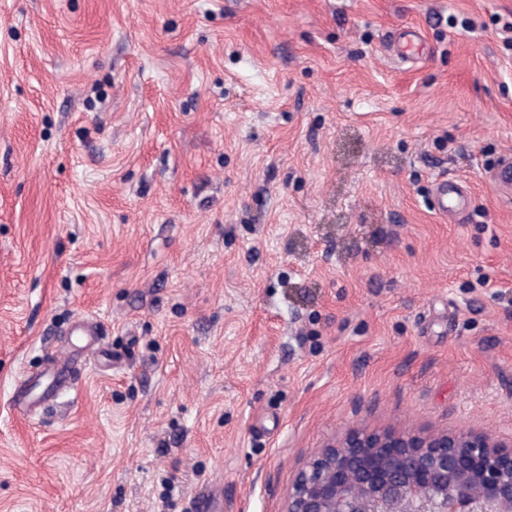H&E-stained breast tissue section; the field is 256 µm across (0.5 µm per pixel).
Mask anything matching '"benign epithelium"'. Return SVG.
I'll use <instances>...</instances> for the list:
<instances>
[{"label":"benign epithelium","mask_w":512,"mask_h":512,"mask_svg":"<svg viewBox=\"0 0 512 512\" xmlns=\"http://www.w3.org/2000/svg\"><path fill=\"white\" fill-rule=\"evenodd\" d=\"M461 428L351 430L296 472L286 512H512V451Z\"/></svg>","instance_id":"1"}]
</instances>
